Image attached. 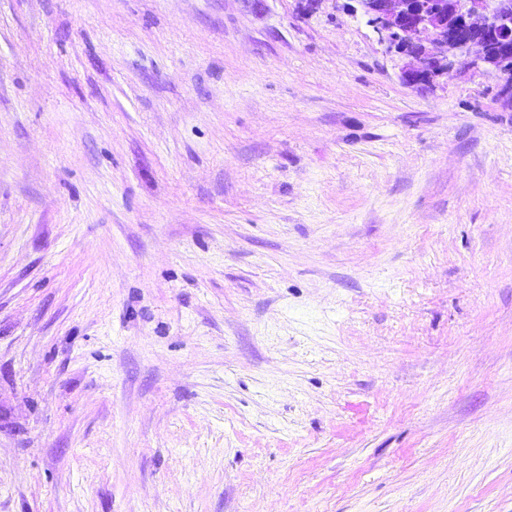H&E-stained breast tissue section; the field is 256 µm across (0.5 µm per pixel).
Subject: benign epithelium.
Here are the masks:
<instances>
[{
  "instance_id": "1",
  "label": "benign epithelium",
  "mask_w": 512,
  "mask_h": 512,
  "mask_svg": "<svg viewBox=\"0 0 512 512\" xmlns=\"http://www.w3.org/2000/svg\"><path fill=\"white\" fill-rule=\"evenodd\" d=\"M354 11L387 52L409 59L402 81L426 88L460 68L502 76L498 96L512 107V0H356Z\"/></svg>"
}]
</instances>
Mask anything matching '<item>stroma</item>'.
Masks as SVG:
<instances>
[{
  "label": "stroma",
  "instance_id": "35a3bbf8",
  "mask_svg": "<svg viewBox=\"0 0 512 512\" xmlns=\"http://www.w3.org/2000/svg\"><path fill=\"white\" fill-rule=\"evenodd\" d=\"M351 0H0V512H512V108Z\"/></svg>",
  "mask_w": 512,
  "mask_h": 512
}]
</instances>
